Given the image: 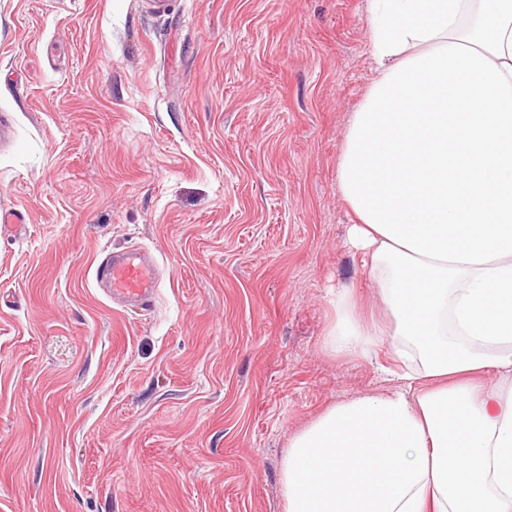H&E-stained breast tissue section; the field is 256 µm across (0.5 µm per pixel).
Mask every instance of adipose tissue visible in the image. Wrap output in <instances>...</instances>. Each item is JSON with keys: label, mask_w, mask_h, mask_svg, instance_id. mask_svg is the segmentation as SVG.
Here are the masks:
<instances>
[{"label": "adipose tissue", "mask_w": 512, "mask_h": 512, "mask_svg": "<svg viewBox=\"0 0 512 512\" xmlns=\"http://www.w3.org/2000/svg\"><path fill=\"white\" fill-rule=\"evenodd\" d=\"M368 40L338 188L383 317L337 289L325 343L402 368L292 437L284 512H512V0H371Z\"/></svg>", "instance_id": "obj_1"}]
</instances>
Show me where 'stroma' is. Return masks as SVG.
Segmentation results:
<instances>
[{
    "label": "stroma",
    "mask_w": 512,
    "mask_h": 512,
    "mask_svg": "<svg viewBox=\"0 0 512 512\" xmlns=\"http://www.w3.org/2000/svg\"><path fill=\"white\" fill-rule=\"evenodd\" d=\"M369 0H0V512H283L289 440L391 389L325 347ZM142 249L146 312L94 270Z\"/></svg>",
    "instance_id": "stroma-1"
}]
</instances>
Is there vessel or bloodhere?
I'll return each instance as SVG.
<instances>
[{"label": "vessel or blood", "mask_w": 512, "mask_h": 512, "mask_svg": "<svg viewBox=\"0 0 512 512\" xmlns=\"http://www.w3.org/2000/svg\"><path fill=\"white\" fill-rule=\"evenodd\" d=\"M102 294L122 308L148 310L158 288L156 264L141 251L107 254L95 270Z\"/></svg>", "instance_id": "obj_1"}]
</instances>
